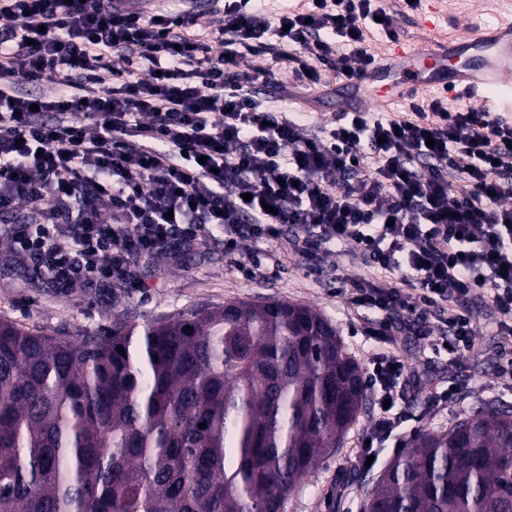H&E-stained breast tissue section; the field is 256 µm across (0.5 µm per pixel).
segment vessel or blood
I'll use <instances>...</instances> for the list:
<instances>
[{
	"mask_svg": "<svg viewBox=\"0 0 512 512\" xmlns=\"http://www.w3.org/2000/svg\"><path fill=\"white\" fill-rule=\"evenodd\" d=\"M423 85L459 103L487 100L497 111L512 112V16L448 44L394 42L350 87L385 103L407 100Z\"/></svg>",
	"mask_w": 512,
	"mask_h": 512,
	"instance_id": "vessel-or-blood-1",
	"label": "vessel or blood"
}]
</instances>
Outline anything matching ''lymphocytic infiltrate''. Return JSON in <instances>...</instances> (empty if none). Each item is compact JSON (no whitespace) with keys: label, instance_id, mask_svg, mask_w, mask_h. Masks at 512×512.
<instances>
[{"label":"lymphocytic infiltrate","instance_id":"lymphocytic-infiltrate-1","mask_svg":"<svg viewBox=\"0 0 512 512\" xmlns=\"http://www.w3.org/2000/svg\"><path fill=\"white\" fill-rule=\"evenodd\" d=\"M135 0H0V214L15 257L64 287L139 288L140 258L221 233L278 241L311 259L351 246L372 274L351 280L371 332L405 329L450 355L475 334L469 301L488 293L512 382V123L436 96L393 118L354 112L308 136L253 86L271 56L306 86L358 80L371 37L393 42L387 0H305L269 16L222 0L197 38L192 5L142 12ZM52 79L56 92L33 95ZM403 363L373 360L388 408L372 441L398 427Z\"/></svg>","mask_w":512,"mask_h":512}]
</instances>
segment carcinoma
<instances>
[{
	"mask_svg": "<svg viewBox=\"0 0 512 512\" xmlns=\"http://www.w3.org/2000/svg\"><path fill=\"white\" fill-rule=\"evenodd\" d=\"M365 390L336 328L300 304L77 338L0 317V512H281ZM364 508L512 512V411L416 436Z\"/></svg>",
	"mask_w": 512,
	"mask_h": 512,
	"instance_id": "carcinoma-1",
	"label": "carcinoma"
}]
</instances>
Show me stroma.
Segmentation results:
<instances>
[{
    "instance_id": "1",
    "label": "stroma",
    "mask_w": 512,
    "mask_h": 512,
    "mask_svg": "<svg viewBox=\"0 0 512 512\" xmlns=\"http://www.w3.org/2000/svg\"><path fill=\"white\" fill-rule=\"evenodd\" d=\"M501 8L500 0H428L417 12L402 10L398 0L390 5L399 37L409 41L464 36L472 14L481 13L486 23L493 24ZM262 97L277 111L305 113L304 124L311 134L336 124L347 112L340 92L308 89L285 70L278 82L264 85ZM242 253L261 265L264 278L242 276L234 258L208 240L174 254L141 258L138 270L144 285L140 288H60L36 275L32 265L14 263L6 241L0 239V316L76 337L84 330H100L120 321L142 324L231 300L284 301L310 306L327 318L360 367H367L377 353L387 350L397 354L406 371L398 407L402 424L396 439L376 448L374 466L362 467L363 442L377 414V390L367 388L366 406L347 432L343 446L320 459L313 472L288 495L282 512H364L360 478L371 480L381 475L416 435L448 429L483 405L512 407V387L496 377L499 338L494 334L496 316L488 297L479 295L472 301L474 346L456 359L434 351L427 340L406 331L387 343L369 338L367 325L337 287L340 278L369 273L350 249L325 256L319 271L313 273L308 270V260L285 253L278 242L258 250L246 241ZM451 382L460 387L456 399L434 404L433 393Z\"/></svg>"
}]
</instances>
